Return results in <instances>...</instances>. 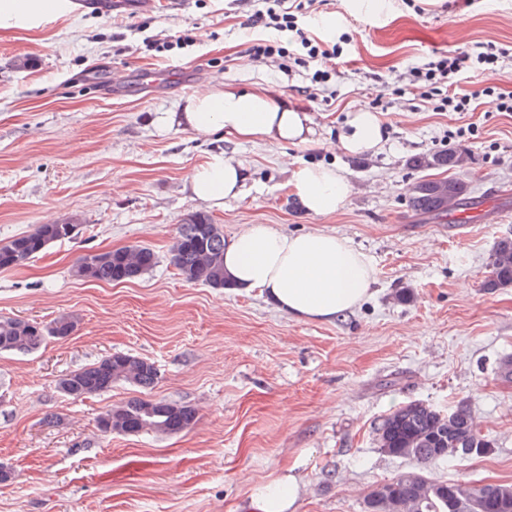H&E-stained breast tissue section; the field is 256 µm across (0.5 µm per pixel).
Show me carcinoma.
Returning a JSON list of instances; mask_svg holds the SVG:
<instances>
[{
  "label": "carcinoma",
  "instance_id": "cac0c4a2",
  "mask_svg": "<svg viewBox=\"0 0 512 512\" xmlns=\"http://www.w3.org/2000/svg\"><path fill=\"white\" fill-rule=\"evenodd\" d=\"M424 169L464 166V155L448 151L414 160ZM467 185L457 178L423 179L409 188V207L417 216L434 217L454 210L467 199ZM72 220L66 224H38L31 231L0 243V271L24 266L51 244L73 238ZM170 262L184 279L215 289L232 287L224 274V234L213 219L200 211L191 212L179 225L171 248ZM158 257L146 245L88 252L78 257L73 275L81 280L123 283L152 271ZM512 285V237L495 243L491 274L484 287ZM77 327L71 313L48 324L22 318L0 319V352L29 353L49 338L70 336ZM159 378L150 362L128 352H113L95 363L63 375L57 388L74 398L106 392L118 383L141 389L154 387ZM197 420L196 409L185 403L133 397L106 409L97 420L104 433L173 435L190 429ZM380 450L393 458L412 459L422 470L402 472L374 485L364 500L365 512H445L447 502L439 491L459 493L460 512H504L512 502V486L496 483L469 484L434 477L428 468L468 455H483L492 442L478 429L470 408L458 405L442 412L423 402L406 403L383 417L377 427Z\"/></svg>",
  "mask_w": 512,
  "mask_h": 512
}]
</instances>
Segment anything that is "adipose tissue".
<instances>
[{
	"mask_svg": "<svg viewBox=\"0 0 512 512\" xmlns=\"http://www.w3.org/2000/svg\"><path fill=\"white\" fill-rule=\"evenodd\" d=\"M69 11L67 0H0V27L36 28ZM157 124L200 137L224 132L292 146L311 143L315 135L309 114L288 100L219 79L195 88L181 111L162 113ZM383 145L381 118L361 108L350 112L336 140L337 150L351 156L377 153ZM245 185L241 167L218 154L194 168L188 190L193 200L220 209L239 199ZM289 185L318 217L341 212L351 191L344 174L312 164L294 167ZM224 271L238 287L265 293L298 320L336 319L366 301L376 284L371 261L346 239L321 231L288 233L269 224L250 225L226 244ZM301 493L297 477L285 473L254 488L251 499L260 512H293Z\"/></svg>",
	"mask_w": 512,
	"mask_h": 512,
	"instance_id": "ef3b65f1",
	"label": "adipose tissue"
}]
</instances>
